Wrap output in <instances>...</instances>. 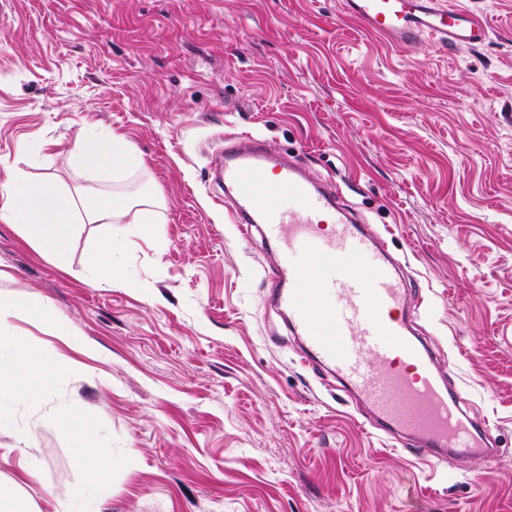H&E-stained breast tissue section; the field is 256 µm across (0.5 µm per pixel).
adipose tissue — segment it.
Returning <instances> with one entry per match:
<instances>
[{"mask_svg":"<svg viewBox=\"0 0 512 512\" xmlns=\"http://www.w3.org/2000/svg\"><path fill=\"white\" fill-rule=\"evenodd\" d=\"M75 144L77 162L89 181L97 180L108 170L129 172L143 166L142 158L115 133L82 130L77 132ZM129 218L138 224L155 223L154 201L121 192L85 201L53 179L34 181L21 170L0 191V221L20 225L24 236L44 256L57 260L67 254L75 225H117V233L108 235L86 260L89 278L97 286L111 288L126 281L120 254L130 234L124 226ZM13 314V304L0 299V398L44 397L60 376L71 371L72 364L35 349L24 337L2 334V327ZM53 418L78 439L74 463L85 474L84 482L66 503L65 510L88 512L89 501L103 497L109 490L105 476L112 466V452L94 443V418L84 409L58 410Z\"/></svg>","mask_w":512,"mask_h":512,"instance_id":"1","label":"adipose tissue"}]
</instances>
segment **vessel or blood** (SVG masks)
<instances>
[{
  "instance_id": "b4317fda",
  "label": "vessel or blood",
  "mask_w": 512,
  "mask_h": 512,
  "mask_svg": "<svg viewBox=\"0 0 512 512\" xmlns=\"http://www.w3.org/2000/svg\"><path fill=\"white\" fill-rule=\"evenodd\" d=\"M344 16L407 47L423 36L477 44L483 20L440 0H339ZM224 183L236 196L243 234L261 225L275 245L271 293L287 312L307 357L335 366L405 450L480 453L479 421L442 379L429 350L410 331L407 289L383 249L294 164L268 166L261 144L235 139L224 149ZM310 261L296 263L297 254Z\"/></svg>"
}]
</instances>
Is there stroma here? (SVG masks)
Returning <instances> with one entry per match:
<instances>
[{
	"mask_svg": "<svg viewBox=\"0 0 512 512\" xmlns=\"http://www.w3.org/2000/svg\"><path fill=\"white\" fill-rule=\"evenodd\" d=\"M488 37L398 48L337 0H0V188L16 169L81 197H158L128 278L102 288L76 225L63 260L0 222V295L40 299L76 337L15 313L11 335L71 359L48 396L9 402L0 493L55 512L83 480L50 414L80 404L111 448L97 512H512V0H454ZM145 161L86 181L84 127ZM327 180L410 276L416 328L493 458H419L364 424L270 303L272 248L242 236L213 167L223 135ZM33 447L41 467L21 479Z\"/></svg>",
	"mask_w": 512,
	"mask_h": 512,
	"instance_id": "1",
	"label": "stroma"
}]
</instances>
